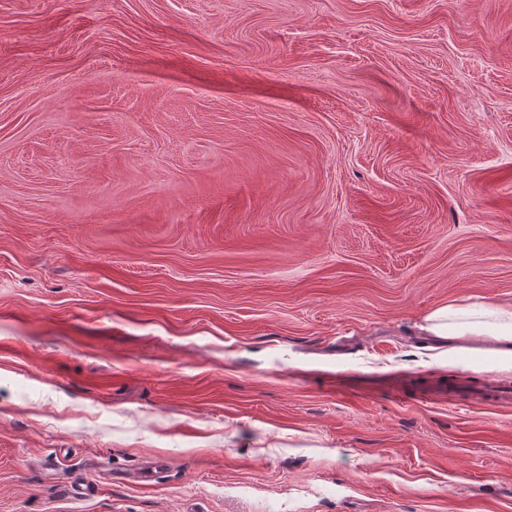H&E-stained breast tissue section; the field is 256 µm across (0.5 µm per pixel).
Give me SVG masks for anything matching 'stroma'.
I'll return each mask as SVG.
<instances>
[{"instance_id": "obj_1", "label": "stroma", "mask_w": 512, "mask_h": 512, "mask_svg": "<svg viewBox=\"0 0 512 512\" xmlns=\"http://www.w3.org/2000/svg\"><path fill=\"white\" fill-rule=\"evenodd\" d=\"M485 302L512 0H0V512H512ZM421 329L444 340L464 336H492L501 346L494 350L503 369L512 370V308L492 303L478 309L444 306L429 313ZM483 383L477 386L463 387L457 391L448 392V399L459 398L472 404L503 405L512 402L510 387L496 384L486 376Z\"/></svg>"}]
</instances>
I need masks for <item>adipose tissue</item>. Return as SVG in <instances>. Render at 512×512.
Returning a JSON list of instances; mask_svg holds the SVG:
<instances>
[{"instance_id":"obj_1","label":"adipose tissue","mask_w":512,"mask_h":512,"mask_svg":"<svg viewBox=\"0 0 512 512\" xmlns=\"http://www.w3.org/2000/svg\"><path fill=\"white\" fill-rule=\"evenodd\" d=\"M424 332L442 339L493 337L494 354L502 368L512 370V308L487 304L479 308L444 306L425 318Z\"/></svg>"}]
</instances>
